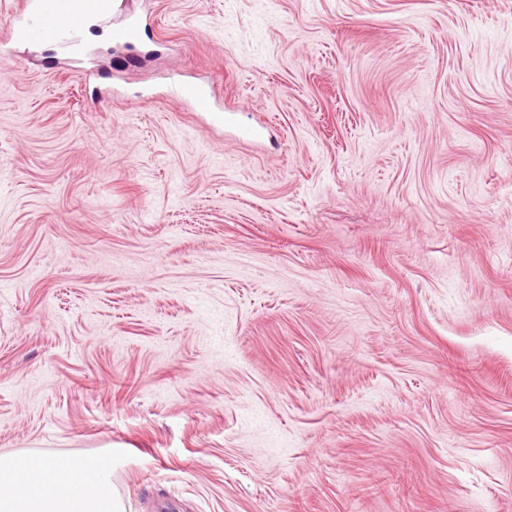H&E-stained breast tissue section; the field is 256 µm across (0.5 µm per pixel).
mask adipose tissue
Listing matches in <instances>:
<instances>
[{"mask_svg":"<svg viewBox=\"0 0 512 512\" xmlns=\"http://www.w3.org/2000/svg\"><path fill=\"white\" fill-rule=\"evenodd\" d=\"M112 459L0 454V512H122Z\"/></svg>","mask_w":512,"mask_h":512,"instance_id":"1","label":"adipose tissue"}]
</instances>
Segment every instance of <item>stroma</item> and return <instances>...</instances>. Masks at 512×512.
I'll use <instances>...</instances> for the list:
<instances>
[{
    "label": "stroma",
    "instance_id": "obj_1",
    "mask_svg": "<svg viewBox=\"0 0 512 512\" xmlns=\"http://www.w3.org/2000/svg\"><path fill=\"white\" fill-rule=\"evenodd\" d=\"M123 5L134 66L0 62V453L107 454L124 512H512V0ZM177 97L186 105L198 108L210 121L218 126L232 124L239 139L255 140L258 130L252 125L236 122L234 112H224V109L213 103L202 86L193 82H182L177 91Z\"/></svg>",
    "mask_w": 512,
    "mask_h": 512
}]
</instances>
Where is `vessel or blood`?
I'll use <instances>...</instances> for the list:
<instances>
[{"label": "vessel or blood", "instance_id": "vessel-or-blood-1", "mask_svg": "<svg viewBox=\"0 0 512 512\" xmlns=\"http://www.w3.org/2000/svg\"><path fill=\"white\" fill-rule=\"evenodd\" d=\"M112 10V0H18L9 21L8 39L13 43L41 42L62 48L80 44L90 20H105ZM177 97L197 108L218 126L234 125L238 138L257 139L254 126L237 123L233 113L213 103L202 86L181 83Z\"/></svg>", "mask_w": 512, "mask_h": 512}]
</instances>
